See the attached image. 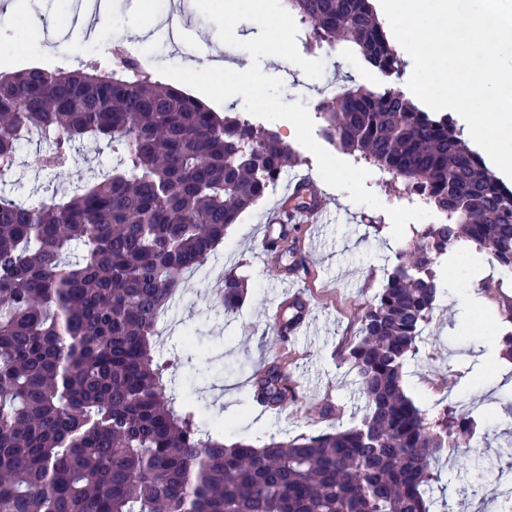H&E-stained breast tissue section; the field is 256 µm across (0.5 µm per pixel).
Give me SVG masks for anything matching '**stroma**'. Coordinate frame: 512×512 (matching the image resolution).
<instances>
[{"label": "stroma", "instance_id": "1", "mask_svg": "<svg viewBox=\"0 0 512 512\" xmlns=\"http://www.w3.org/2000/svg\"><path fill=\"white\" fill-rule=\"evenodd\" d=\"M12 2L0 0V70L71 69L78 61L90 59L112 66L114 44L132 49L157 41L162 12L175 4L182 8V25L190 36L176 55L156 53L153 66L147 69L149 75H156L161 65L202 68L209 52L217 49L224 53V67L235 70L251 61L245 50L221 45L216 25L197 9L194 0H112L106 24L95 27L87 38L75 35L71 0H20L16 12ZM260 66L281 79L284 102L299 100L307 106L315 140L331 154H338V147L322 133L320 84L333 83L340 92L361 84L368 71L362 58L337 50L318 81L281 58L262 59ZM111 163L108 152L95 153L78 145L63 171L46 175L29 167L18 170L16 176L26 188L63 195L86 167ZM356 165L367 169L365 186L382 206L375 209L353 203L348 192L337 189L333 192L335 209L314 218L310 232L315 243L307 248L304 259L311 271L307 295L313 324L308 335L282 345L266 329L269 313L281 301L279 266L256 258L255 237L263 209L276 204V197L240 216L218 250L223 263L207 264L203 274L186 276L180 285L155 349L163 357L173 356L180 353L185 333L194 334L205 357L180 367L175 387L180 397L195 403L201 421L222 419L226 437L261 446L273 437L343 429L363 414L357 378L342 360L343 349L358 336L361 308L383 287L387 268L409 247L411 237L406 234L397 240L391 234L387 210L404 204L400 182L382 176L364 160H357ZM232 269L246 277L248 288L242 306L228 314L219 305L215 290L223 286L225 273ZM437 271L441 293L419 353L404 365V389L430 414L476 403L480 450L493 459L512 460V368L495 366L490 359L496 336L508 326L499 316L497 291L480 288L483 281L499 278L500 273L487 261L476 264L471 256L460 254L441 259ZM275 359L287 363L299 399L264 411L252 399V378L256 365ZM328 401L341 407L331 419L320 413ZM435 470L439 476L435 496L447 501L448 512H499L496 471H477L470 457L449 452ZM464 488L472 490V497L462 498Z\"/></svg>", "mask_w": 512, "mask_h": 512}]
</instances>
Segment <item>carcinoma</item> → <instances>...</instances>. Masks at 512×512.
I'll use <instances>...</instances> for the list:
<instances>
[{"label": "carcinoma", "instance_id": "carcinoma-1", "mask_svg": "<svg viewBox=\"0 0 512 512\" xmlns=\"http://www.w3.org/2000/svg\"><path fill=\"white\" fill-rule=\"evenodd\" d=\"M319 45L355 51L377 74L405 66L373 0H282ZM324 134L403 181L440 217L413 229L360 313L345 361L366 408L355 425L262 448L203 429L177 403L181 360L155 351L184 275L294 162L277 131L219 114L135 64L101 72L32 67L0 75V512H431L434 466L472 447V412L430 417L402 385L439 290L437 259L475 251L512 272V187L446 115L395 89L353 86L320 103ZM39 136L41 171L75 144L107 149L62 197L6 189ZM245 279L224 275L238 310ZM292 388L274 363L254 396L274 410Z\"/></svg>", "mask_w": 512, "mask_h": 512}]
</instances>
